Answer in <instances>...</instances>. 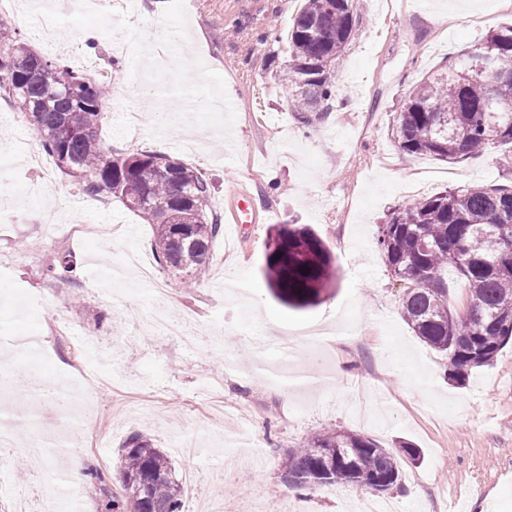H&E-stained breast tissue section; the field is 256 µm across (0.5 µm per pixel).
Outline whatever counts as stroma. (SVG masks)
I'll return each instance as SVG.
<instances>
[{"label": "stroma", "mask_w": 512, "mask_h": 512, "mask_svg": "<svg viewBox=\"0 0 512 512\" xmlns=\"http://www.w3.org/2000/svg\"><path fill=\"white\" fill-rule=\"evenodd\" d=\"M100 23L71 10L33 18L23 35L39 53L91 70L110 66L112 108L101 126L105 146L177 158L212 179L210 207L225 226L206 275L192 286L156 265L152 228L115 199L83 194L54 162L25 166L19 146L35 141L27 117L0 102V353L15 337L40 345V360H20L0 421L12 442L0 446V512H15V489L30 512L43 495L63 491L60 512H99L88 488L66 484L63 463L18 466L32 433L66 434V412L43 410L28 386L31 372L73 386L74 364L94 366L103 385L89 391L94 424L106 443L100 469L116 478L119 450L131 435L152 438L176 468L183 512H360L370 492L352 486L292 494L280 460L311 437L351 430L379 445L418 449L402 458L401 481L380 501L393 512H512V342L492 365L449 381L447 360L403 320L405 288L393 278L376 238L395 208L449 187L512 186V145L448 164L410 157L388 127L412 87L447 68L458 52L512 22L507 0H355L360 27L336 62L340 91L327 116L301 123L288 90L273 79L288 63V27L302 0H126ZM147 20L177 29L156 69L146 44L113 41ZM92 31L94 43L75 37ZM275 45L259 41L260 33ZM194 104L176 131L171 97ZM141 112L138 136L126 127ZM247 190L258 214L231 223L229 198ZM58 212L69 240L50 239L35 214ZM313 228L336 259L337 282L305 309L281 304L264 273L272 225ZM71 254L77 275L61 280L47 267ZM153 268L176 305L167 329L136 327L131 311L150 312L153 288L131 257ZM123 266L110 289L95 270ZM68 336L55 334L58 323ZM344 376H337V368Z\"/></svg>", "instance_id": "1"}]
</instances>
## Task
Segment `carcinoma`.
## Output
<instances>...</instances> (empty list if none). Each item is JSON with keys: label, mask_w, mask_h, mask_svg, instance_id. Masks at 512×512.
I'll use <instances>...</instances> for the list:
<instances>
[{"label": "carcinoma", "mask_w": 512, "mask_h": 512, "mask_svg": "<svg viewBox=\"0 0 512 512\" xmlns=\"http://www.w3.org/2000/svg\"><path fill=\"white\" fill-rule=\"evenodd\" d=\"M354 0H303L288 30L289 62L279 81L309 123L336 100L334 65L355 37ZM489 57L480 73L476 55ZM0 99L30 117L39 147L89 196L117 198L154 227L162 269L190 278L210 263L222 218L210 209L214 184L166 155L113 150L98 134L109 97L102 83L28 47L0 19ZM391 135L408 156L453 163L495 143H512V25L487 34L448 69L416 84L395 113ZM377 243L390 272L406 288L401 316L416 336L448 359V379L462 384L494 362L512 341V187L456 185L394 209ZM334 259L306 226L283 223L265 244L263 271L273 296L303 309L330 287ZM469 291L461 314L448 302V273ZM289 485L306 490L354 485L385 493L400 481L398 455L367 436L320 433L282 460ZM88 486L101 512H182V488L169 458L137 434L121 451L122 493L96 469Z\"/></svg>", "instance_id": "carcinoma-1"}]
</instances>
